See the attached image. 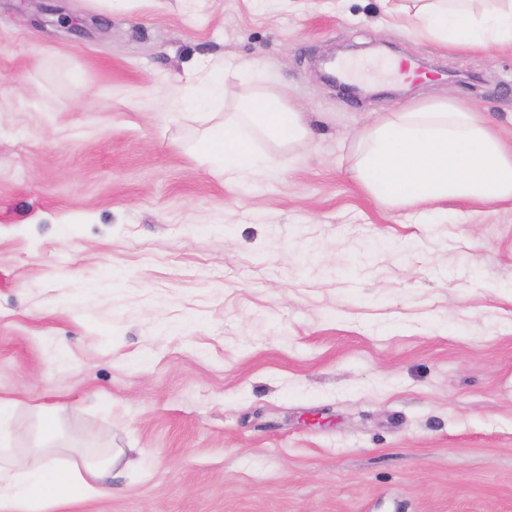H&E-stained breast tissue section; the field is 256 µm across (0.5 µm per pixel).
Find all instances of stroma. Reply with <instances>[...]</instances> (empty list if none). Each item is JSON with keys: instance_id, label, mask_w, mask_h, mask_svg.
<instances>
[{"instance_id": "stroma-1", "label": "stroma", "mask_w": 512, "mask_h": 512, "mask_svg": "<svg viewBox=\"0 0 512 512\" xmlns=\"http://www.w3.org/2000/svg\"><path fill=\"white\" fill-rule=\"evenodd\" d=\"M46 6L0 0L12 452L46 405L54 446L146 454L57 512H512V202L386 210L345 173L401 105L466 101L511 145L512 46L445 47L379 0ZM206 57L240 70L213 113L180 100ZM256 87L319 136L255 138L282 174L228 181L202 133Z\"/></svg>"}]
</instances>
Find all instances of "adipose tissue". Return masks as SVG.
Returning a JSON list of instances; mask_svg holds the SVG:
<instances>
[{
    "label": "adipose tissue",
    "mask_w": 512,
    "mask_h": 512,
    "mask_svg": "<svg viewBox=\"0 0 512 512\" xmlns=\"http://www.w3.org/2000/svg\"><path fill=\"white\" fill-rule=\"evenodd\" d=\"M386 16L421 37L458 49L512 45V0H382ZM232 63H199L185 79L186 101L205 110L237 79ZM280 145L313 138L306 113L279 94L256 90L235 115L211 127L205 153L231 179L276 176L275 159L255 150L254 136ZM349 176L386 208L433 206L448 200L492 204L512 199V148L471 106L454 101L403 107L364 125L353 138ZM12 401L0 398V512H52L74 499L100 495L120 456L74 452L59 461L53 449L26 458L9 454Z\"/></svg>",
    "instance_id": "obj_1"
}]
</instances>
